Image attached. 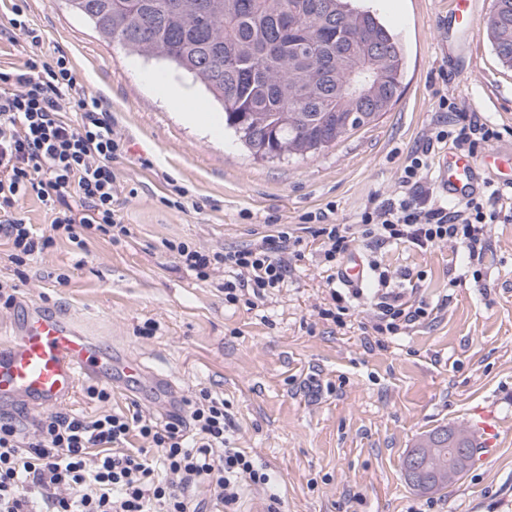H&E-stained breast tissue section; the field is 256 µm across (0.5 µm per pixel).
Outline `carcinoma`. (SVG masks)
<instances>
[{
	"label": "carcinoma",
	"instance_id": "obj_1",
	"mask_svg": "<svg viewBox=\"0 0 512 512\" xmlns=\"http://www.w3.org/2000/svg\"><path fill=\"white\" fill-rule=\"evenodd\" d=\"M104 39L191 76L224 108L256 159L305 157L370 125L401 95L403 49L370 10L350 0H64ZM487 30L499 61L512 67V0H495ZM379 49L380 96L368 109L336 84ZM428 458L448 463V439Z\"/></svg>",
	"mask_w": 512,
	"mask_h": 512
}]
</instances>
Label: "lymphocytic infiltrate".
<instances>
[{"instance_id": "f902f5d3", "label": "lymphocytic infiltrate", "mask_w": 512, "mask_h": 512, "mask_svg": "<svg viewBox=\"0 0 512 512\" xmlns=\"http://www.w3.org/2000/svg\"><path fill=\"white\" fill-rule=\"evenodd\" d=\"M22 35L33 46L21 66L0 71V233L11 244L10 259L23 264L51 246L55 236L80 242L82 232L116 241L129 236L118 197L112 161L124 142L106 108L86 95L63 52L42 51L43 38L26 21L13 18L0 36ZM441 108V121L422 136L407 158L394 192L368 200L354 224H338L333 208L319 211L312 225H281L273 234L232 250H206L184 241H166L167 250L197 277L227 270L224 300H264L283 287L303 255L306 240L328 270L333 308L324 317L343 323L355 310L361 289L340 288L336 274L355 239L366 242L373 280V328L394 336L428 315L393 288V275L377 258L384 247L402 245L421 252L451 243L464 252L466 268L480 278L488 248V227L512 220L511 207L477 197L459 204L429 183L434 158L447 145L477 153L500 132L478 112ZM36 195L50 217L52 236L37 238L18 206ZM187 411L166 421L136 410L93 416L54 411L33 429L0 419V512H201L200 486H207L219 512H239L244 488L265 493L269 512L280 498L267 468L232 447L233 422L223 398L202 389L186 401Z\"/></svg>"}]
</instances>
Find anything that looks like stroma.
<instances>
[{
  "instance_id": "stroma-1",
  "label": "stroma",
  "mask_w": 512,
  "mask_h": 512,
  "mask_svg": "<svg viewBox=\"0 0 512 512\" xmlns=\"http://www.w3.org/2000/svg\"><path fill=\"white\" fill-rule=\"evenodd\" d=\"M355 4L399 40L402 95L334 147L261 161L190 78L104 42L63 0H0V24L21 14L45 49L66 55L85 94L108 106L125 141L113 166L130 229L116 242L87 234L83 249L55 239L24 265L1 244L0 288L15 289L18 303L0 309V336L32 302L74 320L104 347L168 370L178 400L200 388L223 396L233 443L267 466L281 512H512V221L491 226L482 278L453 288V245L386 250L383 262L410 272L412 301L430 311L396 336L374 331L368 291L344 324L322 319L328 286L313 249L284 288L251 308L225 304L223 274L198 278L163 245L237 248L329 203L337 223H356L368 198L394 189L425 129L443 117L444 95L500 130L494 147L512 145V68L500 64L487 30L494 0H475L460 22L449 18L448 0ZM165 82L187 89L199 120L167 103ZM180 187L191 202L183 211L170 205ZM150 322L155 336H142ZM93 382L83 377L64 411L137 406L166 415L149 383L135 397L113 390L100 404L85 393ZM490 405L503 426L497 454L439 491L414 490L402 472L408 451L438 427L471 431L473 409Z\"/></svg>"
}]
</instances>
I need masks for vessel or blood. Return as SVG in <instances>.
<instances>
[{
  "label": "vessel or blood",
  "instance_id": "vessel-or-blood-1",
  "mask_svg": "<svg viewBox=\"0 0 512 512\" xmlns=\"http://www.w3.org/2000/svg\"><path fill=\"white\" fill-rule=\"evenodd\" d=\"M512 188V149H493L482 158L448 150L437 163L436 187L448 199L463 201L478 194L487 181ZM369 276L360 253L343 262L339 277L350 288L362 287ZM109 372V380L135 391L147 370L141 361L116 357L95 343L74 321L28 305L13 334L0 336V402L16 401L33 409L64 405L87 374ZM494 454L500 421L494 412L477 410L474 418Z\"/></svg>",
  "mask_w": 512,
  "mask_h": 512
}]
</instances>
